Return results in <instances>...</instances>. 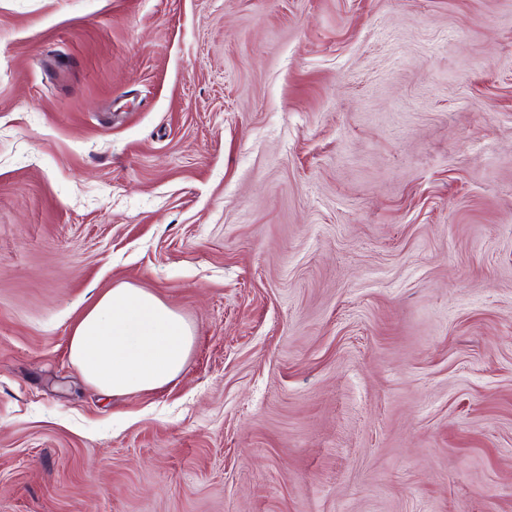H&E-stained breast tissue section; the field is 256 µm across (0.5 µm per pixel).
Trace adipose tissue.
<instances>
[{
	"mask_svg": "<svg viewBox=\"0 0 512 512\" xmlns=\"http://www.w3.org/2000/svg\"><path fill=\"white\" fill-rule=\"evenodd\" d=\"M193 331L153 293L122 284L92 297L68 340L72 362L99 390L153 391L185 368Z\"/></svg>",
	"mask_w": 512,
	"mask_h": 512,
	"instance_id": "1",
	"label": "adipose tissue"
}]
</instances>
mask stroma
I'll return each instance as SVG.
<instances>
[{
    "label": "stroma",
    "mask_w": 512,
    "mask_h": 512,
    "mask_svg": "<svg viewBox=\"0 0 512 512\" xmlns=\"http://www.w3.org/2000/svg\"><path fill=\"white\" fill-rule=\"evenodd\" d=\"M0 512H512V0H0ZM193 342L191 326L173 307L122 284L92 297L68 347L91 385L120 395L166 385L185 368Z\"/></svg>",
    "instance_id": "35a3bbf8"
}]
</instances>
